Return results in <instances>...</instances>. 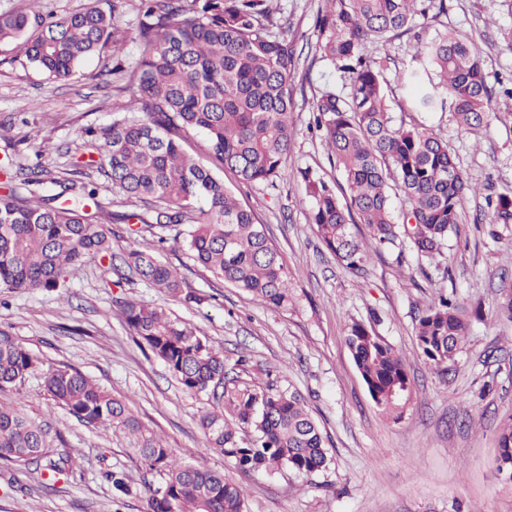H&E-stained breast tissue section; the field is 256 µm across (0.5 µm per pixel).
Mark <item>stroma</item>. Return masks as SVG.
I'll list each match as a JSON object with an SVG mask.
<instances>
[{
	"label": "stroma",
	"instance_id": "obj_1",
	"mask_svg": "<svg viewBox=\"0 0 512 512\" xmlns=\"http://www.w3.org/2000/svg\"><path fill=\"white\" fill-rule=\"evenodd\" d=\"M274 27L295 38L294 125L286 174L276 186L238 184L220 176L249 207L291 276L297 304L276 309L253 299L195 262L182 243L158 245L154 228L114 244L119 255L133 246L157 249L179 272L185 290L201 304L187 306L158 294L117 258L110 271L74 266L65 288L14 293L0 304V330L15 336L40 363L24 384L0 393L49 430L55 454H71L68 481L48 489L40 464L0 467V512H144L150 471L127 447L122 433L87 426L45 393L48 369L71 365L125 400L130 410L168 443L178 461L224 473L242 486L244 512H512V483L496 470L497 441L512 424V224L491 238L487 197L512 193V0H447L445 14L390 42L370 43L366 54L385 60L387 102L396 123H421L448 141L458 166L479 187L461 205V222L448 233L441 256L418 258L407 244L381 246L366 230L358 238L369 253L360 273L338 264L308 222L304 185L296 172L310 169L332 184L341 173L328 159L312 108L324 92H342L347 77L326 60L314 32L323 0H271ZM466 33L479 53L489 83H503L480 134L460 129L451 112L414 111L399 78L419 63L418 40L443 30ZM109 54L85 60L67 82L49 81L35 68L14 61L0 46V122H13L0 136V168L31 164L35 141L54 146L43 164L61 173L83 153L79 134L87 126L111 124L130 98L109 76ZM470 312L462 352L447 372L426 364L414 324L440 298ZM119 298L153 301L195 327L223 351L226 365L248 359L245 378L263 386L275 379L300 393L318 423L330 461L321 471L298 475L242 472L223 455L206 451L198 427L205 398L184 392L164 364L144 352L118 312ZM363 323L404 358L413 397L400 418L371 399L346 344V328ZM123 471L127 495L113 492L105 471Z\"/></svg>",
	"mask_w": 512,
	"mask_h": 512
}]
</instances>
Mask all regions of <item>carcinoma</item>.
I'll return each instance as SVG.
<instances>
[{"label": "carcinoma", "mask_w": 512, "mask_h": 512, "mask_svg": "<svg viewBox=\"0 0 512 512\" xmlns=\"http://www.w3.org/2000/svg\"><path fill=\"white\" fill-rule=\"evenodd\" d=\"M271 0H138L135 22L140 54L130 66L126 36L116 25L125 0H107L67 16L0 12V44L13 46L52 81L70 80L89 56L107 49L112 69L131 93L123 115L106 127L88 126L98 158L73 163L94 168L113 190L152 202L144 212L113 214V224H149L174 230L193 259L216 277L265 304L293 305L288 267L254 213L217 175L233 171L242 184L270 183L285 175L293 128L296 75L293 36L267 24ZM448 11L446 0H325L317 17L324 57L347 75L346 94L327 91L316 99L313 121L343 174V202L314 172L298 171L310 200L309 221L325 249L346 269L361 271L368 254L350 225L364 224L380 245L407 240L419 258L442 253L448 231L459 223L461 200L476 193L455 162L448 141L417 124H395L386 103L382 61L363 55L368 40L388 41L411 30L430 10ZM425 67L400 77L419 90V108L441 98L455 121L477 135L492 112L493 89L473 43L444 31L420 46ZM206 143V159L186 150L193 136ZM25 184L46 183L37 162L24 169ZM60 191L19 195L14 175L0 184V291L53 292L67 269L94 262L112 269L119 235L99 222L98 187L91 180H54ZM410 207L395 218L392 196ZM490 224L512 223V196L499 195ZM123 262L151 287L187 305L202 298L183 288L179 273L152 253L130 249ZM127 326L161 360L181 388L213 401L199 418L206 447L241 471L276 473L288 468L314 473L328 463V449L303 398L267 383L256 386L229 376L224 355L188 323L149 301L115 300ZM466 311L448 299L415 323L427 363L448 371L468 335ZM346 343L370 397L400 416L413 386L402 356L358 322ZM38 359L16 337L0 330V391L16 388ZM45 390L77 420L110 427L128 438L131 453L156 472L146 512H243L244 491L223 474L177 461L163 439L146 427L125 401L77 369L49 370ZM45 461L48 485L73 470L71 456H53L42 424L0 402V461ZM498 473L512 478V426L498 437Z\"/></svg>", "instance_id": "cac0c4a2"}]
</instances>
